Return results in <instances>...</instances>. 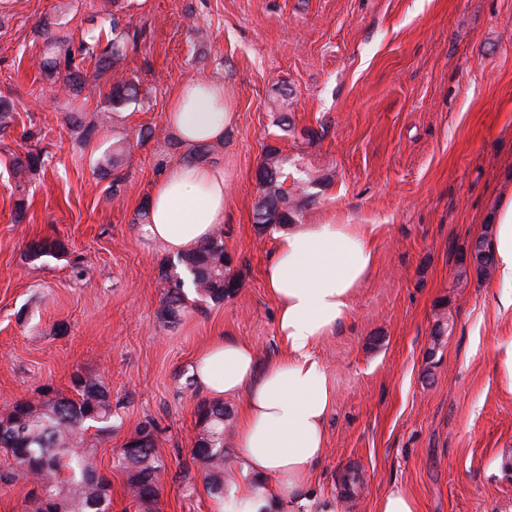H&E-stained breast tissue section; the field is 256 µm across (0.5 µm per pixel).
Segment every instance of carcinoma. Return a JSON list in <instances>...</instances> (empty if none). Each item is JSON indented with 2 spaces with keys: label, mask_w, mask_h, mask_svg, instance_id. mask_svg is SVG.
<instances>
[{
  "label": "carcinoma",
  "mask_w": 512,
  "mask_h": 512,
  "mask_svg": "<svg viewBox=\"0 0 512 512\" xmlns=\"http://www.w3.org/2000/svg\"><path fill=\"white\" fill-rule=\"evenodd\" d=\"M89 42H82L78 50L68 47L52 59L58 80L64 86L82 91L85 79L74 64L75 52L94 54L101 46L102 33L88 34ZM106 45L97 60V69H117L126 60L130 47L129 34L117 31L112 24ZM139 86L122 75L112 76L107 99L114 109L138 102ZM99 169L112 171V197L119 193L123 177L118 171L121 153L102 156ZM291 160L280 149L268 147L259 166L258 198L254 206V223L263 228L278 224L288 226L297 220L299 203L293 200L292 185H310L316 180L301 181L294 177ZM474 268L486 274L495 266L492 242L486 237L476 239ZM190 275L191 286L202 301L222 302L239 288L238 279L231 274L229 260L224 252V238L213 234L208 241L179 258ZM186 281L181 276L170 280L163 299V315L178 316L186 300ZM77 398L56 392L46 398L19 399L0 405V452L10 456L15 464V475L34 485L38 504L34 512H109V480L97 472L93 456L83 446V431L97 429L103 436L112 428V402L101 381L73 377ZM200 436L192 449V460L199 466L203 483L213 495H224V430L230 413L219 403L202 401L197 407ZM151 422L141 424L120 449L118 466L124 471L127 490L140 512H153L159 496L161 479L166 465L156 439L144 442V432L154 434Z\"/></svg>",
  "instance_id": "cac0c4a2"
}]
</instances>
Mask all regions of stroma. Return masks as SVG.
Segmentation results:
<instances>
[{
    "instance_id": "35a3bbf8",
    "label": "stroma",
    "mask_w": 512,
    "mask_h": 512,
    "mask_svg": "<svg viewBox=\"0 0 512 512\" xmlns=\"http://www.w3.org/2000/svg\"><path fill=\"white\" fill-rule=\"evenodd\" d=\"M114 21L135 37L122 67L144 97L113 111L112 76L91 61L89 95L60 97L42 67L49 38L75 45ZM195 80L223 84L237 114L200 159L228 175L220 230L239 287L220 303L188 294L165 319L164 274L182 267L136 217L185 153L166 112ZM284 94L287 126L272 106ZM0 97L13 106L0 131V401L73 396L76 374L102 381L117 426L85 444L111 512H135L116 456L147 421L167 465L154 512L215 508L191 459L205 397L191 366L215 336L264 359L281 349L264 282L280 228L253 218L268 145L315 180L300 223L373 225L377 252L349 318L315 348L336 397L294 512H374L394 485L420 512H512V307L495 276L462 267L512 197V0H0ZM119 141L116 188L95 163ZM34 147L46 169L17 172ZM40 241L50 254L32 256ZM13 467L0 453V512H32Z\"/></svg>"
}]
</instances>
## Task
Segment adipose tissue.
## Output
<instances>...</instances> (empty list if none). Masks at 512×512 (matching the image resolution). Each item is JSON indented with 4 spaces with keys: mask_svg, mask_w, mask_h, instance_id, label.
<instances>
[{
    "mask_svg": "<svg viewBox=\"0 0 512 512\" xmlns=\"http://www.w3.org/2000/svg\"><path fill=\"white\" fill-rule=\"evenodd\" d=\"M167 123L183 146L223 140L236 121L224 107V87L193 82L173 94ZM228 205L223 167L186 158L154 185L145 230L173 254L207 241ZM499 300L512 307V199L493 217ZM373 230L327 219L281 232L265 269L277 306L281 351L260 360L252 345L215 337L196 358L192 375L210 398H240L234 459L241 481L228 488L224 512H283L297 503L325 453V423L335 394L314 354L342 325L350 302L372 269Z\"/></svg>",
    "mask_w": 512,
    "mask_h": 512,
    "instance_id": "obj_1",
    "label": "adipose tissue"
}]
</instances>
